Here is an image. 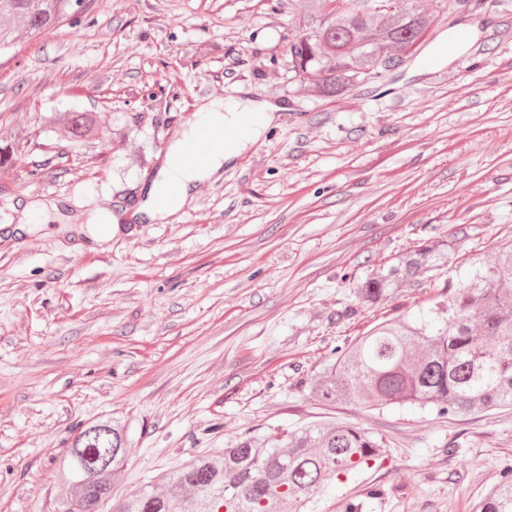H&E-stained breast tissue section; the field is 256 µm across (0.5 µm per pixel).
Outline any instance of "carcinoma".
Instances as JSON below:
<instances>
[{
	"label": "carcinoma",
	"instance_id": "carcinoma-1",
	"mask_svg": "<svg viewBox=\"0 0 512 512\" xmlns=\"http://www.w3.org/2000/svg\"><path fill=\"white\" fill-rule=\"evenodd\" d=\"M301 35L288 47L293 76L311 81L332 97L354 83L380 80L422 34L424 19L403 0H289ZM84 0H0V54L14 45L15 24L35 33L59 26ZM64 137L83 141L97 135L91 112H64L46 119ZM447 244L435 242L394 258L386 269L354 286L359 304L387 301L406 281L440 269ZM448 295L436 298L427 314L409 320L386 319L357 337L314 381L323 403L352 399L374 410L389 406L430 408L439 416H469L512 406V243L499 248L490 264L475 263L463 278L448 281ZM112 445L83 446L81 469L65 453L55 471L68 491L63 512H102L112 499L115 473L124 467L129 441L123 426L102 422ZM382 441L352 422L309 423L268 437L245 436L219 454L202 453L160 475L155 482L112 504V512H312L326 484L348 479L379 460ZM112 450V468L90 465ZM476 512H512V466Z\"/></svg>",
	"mask_w": 512,
	"mask_h": 512
}]
</instances>
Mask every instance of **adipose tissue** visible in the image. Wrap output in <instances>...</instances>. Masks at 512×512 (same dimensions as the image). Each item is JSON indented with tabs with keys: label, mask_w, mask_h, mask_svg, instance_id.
<instances>
[{
	"label": "adipose tissue",
	"mask_w": 512,
	"mask_h": 512,
	"mask_svg": "<svg viewBox=\"0 0 512 512\" xmlns=\"http://www.w3.org/2000/svg\"><path fill=\"white\" fill-rule=\"evenodd\" d=\"M276 110V105L249 99L213 102L202 107L199 123L215 128L234 126L242 112L253 113L254 120L239 137L218 145L207 163L201 166H180L176 163L186 141L196 134L195 128H187L181 139L169 147L164 167L147 190L141 207L144 215L152 220H163L178 211L185 204L192 184L219 174L225 162L238 157L249 145L255 144L274 121Z\"/></svg>",
	"instance_id": "obj_1"
}]
</instances>
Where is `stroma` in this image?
I'll use <instances>...</instances> for the list:
<instances>
[{"label": "stroma", "instance_id": "1", "mask_svg": "<svg viewBox=\"0 0 512 512\" xmlns=\"http://www.w3.org/2000/svg\"><path fill=\"white\" fill-rule=\"evenodd\" d=\"M424 35L384 80L322 97L288 70V0H88L75 25L19 33L0 56V512H63L53 460L80 427L118 419L122 498L238 437L351 421L375 466L327 485L316 512H474L512 465V408L469 417L325 404L336 346L416 317L512 238V0L454 15L415 0ZM470 30L436 68L449 19ZM283 105L167 220L133 218L147 181L205 102ZM90 112L74 142L46 116ZM58 206L16 232L31 202ZM112 210L89 249L86 217ZM447 265L368 309L354 285L415 246ZM379 496H371L373 488Z\"/></svg>", "mask_w": 512, "mask_h": 512}]
</instances>
